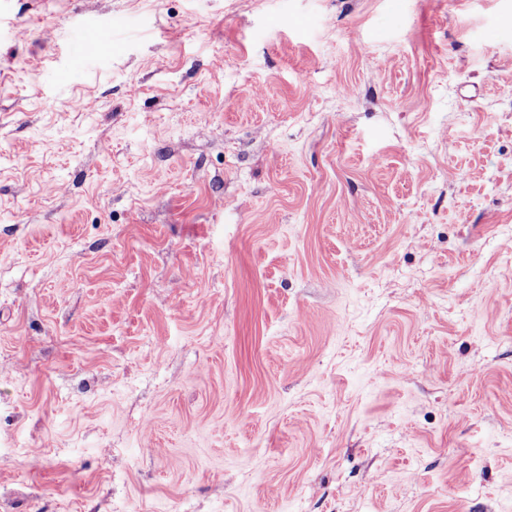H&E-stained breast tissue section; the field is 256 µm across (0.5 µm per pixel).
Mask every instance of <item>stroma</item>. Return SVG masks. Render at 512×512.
Segmentation results:
<instances>
[{"instance_id": "obj_1", "label": "stroma", "mask_w": 512, "mask_h": 512, "mask_svg": "<svg viewBox=\"0 0 512 512\" xmlns=\"http://www.w3.org/2000/svg\"><path fill=\"white\" fill-rule=\"evenodd\" d=\"M0 512H512V0H0ZM81 49L89 55H94L112 44V30L108 26L85 27L79 36Z\"/></svg>"}]
</instances>
